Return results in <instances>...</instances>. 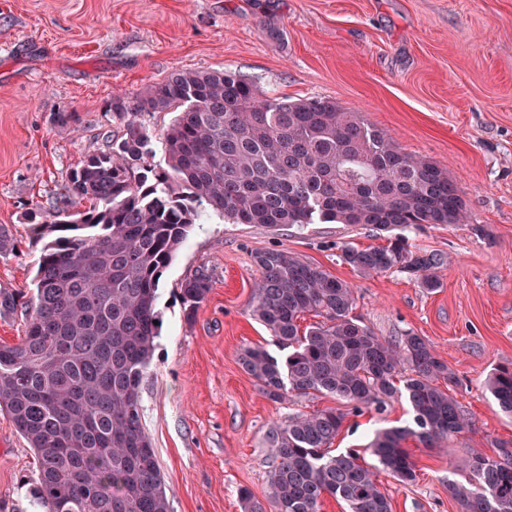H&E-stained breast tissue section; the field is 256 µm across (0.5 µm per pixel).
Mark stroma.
Returning a JSON list of instances; mask_svg holds the SVG:
<instances>
[{"label":"stroma","mask_w":512,"mask_h":512,"mask_svg":"<svg viewBox=\"0 0 512 512\" xmlns=\"http://www.w3.org/2000/svg\"><path fill=\"white\" fill-rule=\"evenodd\" d=\"M229 69L291 99L320 96L363 113L408 153L447 167L463 190L467 225L411 231L446 263L429 292L400 272L362 275L345 245L375 244L351 224L264 228L210 214L192 225L159 281L160 333L142 388L171 512H242L238 492L264 498L269 431L299 411L336 407L324 395L274 402L241 368L271 336L250 310L256 253L286 250L356 287L354 314L378 336H424L462 381L469 431L434 448L406 447L417 479L379 473L393 512H458L448 480L466 449L512 446V418L482 382L512 363V0H0V226L17 241L0 256V289L33 292L43 244L31 227L88 148L123 126L114 93L137 103L178 70ZM76 112V128L57 126ZM480 232H473L471 224ZM213 287L186 318L180 284L198 271ZM411 419L406 401L347 416L336 448L359 451L377 429ZM36 459L0 413V512H39Z\"/></svg>","instance_id":"1"}]
</instances>
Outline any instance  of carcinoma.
I'll return each instance as SVG.
<instances>
[{"label": "carcinoma", "instance_id": "carcinoma-1", "mask_svg": "<svg viewBox=\"0 0 512 512\" xmlns=\"http://www.w3.org/2000/svg\"><path fill=\"white\" fill-rule=\"evenodd\" d=\"M107 111L124 134L86 152L36 225L46 243L25 336L0 343V411L37 456L42 512H169L140 386L158 336L161 275L203 214L265 228L361 224L385 244L346 246L343 260L365 275L405 273L428 292L442 286L445 259L411 249L407 233L470 220L445 167L330 98L273 97L231 70L176 71L135 107L114 94ZM140 112L176 113L161 137L162 164ZM254 262L252 314L288 350L283 359L261 344L240 353L266 398L319 393L354 412L405 398L416 428L382 429L367 447L404 484L416 480L408 438L433 448L469 430L455 397L461 380L426 338L377 336L353 316L352 284L293 253L266 250ZM211 288L205 271L181 284L187 317ZM312 312L322 320L300 329ZM484 386L512 417V363ZM346 417L339 408L299 413L269 431L277 512H320L327 496L348 512H392L376 471L352 451L332 453ZM456 468L464 480L448 482V494L458 512H512L507 445L470 448ZM239 501L242 512H266L247 488Z\"/></svg>", "mask_w": 512, "mask_h": 512}]
</instances>
